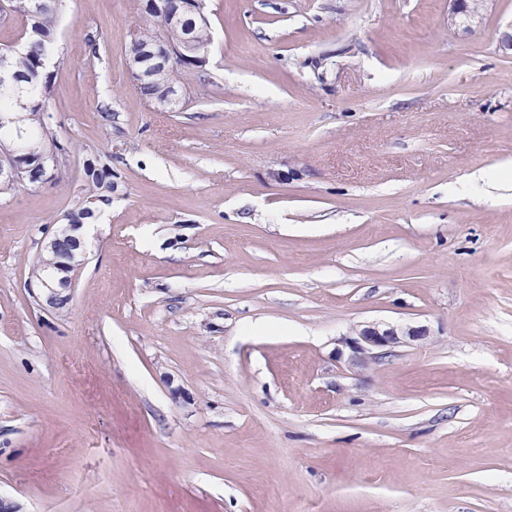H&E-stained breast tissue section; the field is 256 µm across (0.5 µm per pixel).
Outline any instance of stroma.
I'll list each match as a JSON object with an SVG mask.
<instances>
[{"label":"stroma","mask_w":512,"mask_h":512,"mask_svg":"<svg viewBox=\"0 0 512 512\" xmlns=\"http://www.w3.org/2000/svg\"><path fill=\"white\" fill-rule=\"evenodd\" d=\"M143 5L64 0L68 169L0 194V499L512 512V0H206L214 84L176 112L130 76ZM96 159L52 307L32 269ZM372 323L429 338L354 365Z\"/></svg>","instance_id":"1"}]
</instances>
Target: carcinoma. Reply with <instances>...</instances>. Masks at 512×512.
<instances>
[{
    "label": "carcinoma",
    "mask_w": 512,
    "mask_h": 512,
    "mask_svg": "<svg viewBox=\"0 0 512 512\" xmlns=\"http://www.w3.org/2000/svg\"><path fill=\"white\" fill-rule=\"evenodd\" d=\"M9 16L24 21L25 49L19 52L0 50V55H8L7 63L11 81L0 85V113L18 109L24 112V130L30 160L25 171L15 180L0 184V194L17 191L44 180L41 175V158L51 154L59 158L54 167L53 176L65 174L68 151L58 141L55 131L48 123L45 99L50 88L51 72L46 67L48 53L54 46L55 29L62 0H6ZM145 24L135 29V38L129 42L128 52L134 68L142 65L144 51L151 49L159 40L158 32L163 22L157 10L144 8ZM188 27L194 51L177 57L175 64L155 66L146 72L139 85L142 96L152 101L167 100L165 108L175 112L183 104L181 79L186 72L196 74L198 85L202 88L210 85L211 80L204 73L205 55L211 41V32L207 17L193 12L187 13L183 26L167 28L170 43L176 44L183 36V27ZM87 181L85 193L78 204L71 209L64 220L69 224L83 219V213L89 207L100 211L101 207L112 202V165L107 162L89 161L84 165Z\"/></svg>",
    "instance_id": "1"
}]
</instances>
